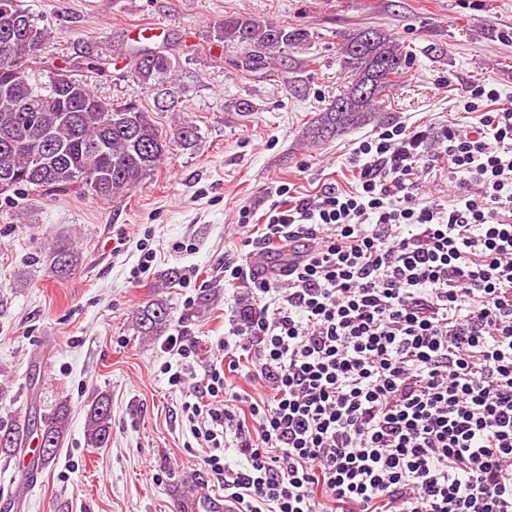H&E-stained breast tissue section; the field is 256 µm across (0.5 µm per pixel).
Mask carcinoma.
I'll use <instances>...</instances> for the list:
<instances>
[{"label":"carcinoma","mask_w":512,"mask_h":512,"mask_svg":"<svg viewBox=\"0 0 512 512\" xmlns=\"http://www.w3.org/2000/svg\"><path fill=\"white\" fill-rule=\"evenodd\" d=\"M3 7L16 16L18 26L10 32L0 29V184H11V189L0 192L1 202L10 204L25 192H82L102 200L114 199L154 177L174 145L188 148L197 141L198 130L192 124L166 134L142 105L134 101L116 104L100 97L82 77L83 71L98 68L93 61L81 66L69 60L57 64L39 55L28 59L22 78H15L5 57L4 40L31 34L42 46L51 39L52 30L39 25L20 0H0V9ZM216 38L240 48L237 66L258 73L288 50L305 45L311 35L305 28L239 13L224 18ZM338 54L342 68L354 79L346 92L305 128L302 141L309 148L353 129L383 123L385 113L379 110V102L413 65L408 46L379 28L343 32ZM127 56L135 76L149 87L178 69L175 57L141 42L129 45ZM60 69L70 72L65 86L54 79ZM50 258L52 272L60 278L71 275L82 262L81 253L65 240L53 243ZM169 321L167 304L153 300L137 313L136 329L143 336H160ZM111 420L108 395L95 394L86 412L87 447L107 445ZM68 423V408L63 403L41 416L38 423H0V454L17 455L35 432L36 468L42 469L56 458ZM34 469L22 475V480L30 479Z\"/></svg>","instance_id":"1"}]
</instances>
